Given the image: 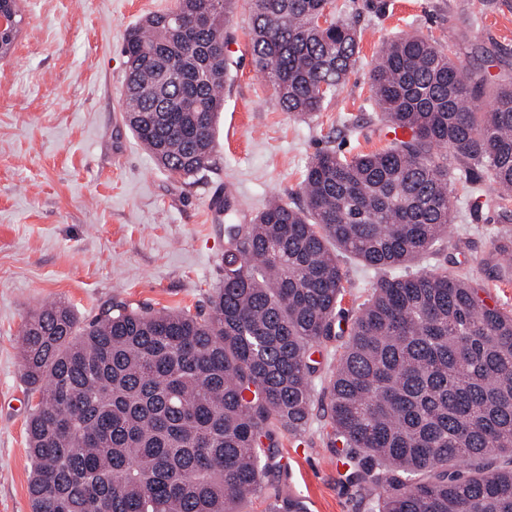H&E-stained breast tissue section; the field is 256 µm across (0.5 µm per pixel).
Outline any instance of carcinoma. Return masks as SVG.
<instances>
[{
    "instance_id": "carcinoma-1",
    "label": "carcinoma",
    "mask_w": 512,
    "mask_h": 512,
    "mask_svg": "<svg viewBox=\"0 0 512 512\" xmlns=\"http://www.w3.org/2000/svg\"><path fill=\"white\" fill-rule=\"evenodd\" d=\"M249 2L276 106L316 115L356 66L355 25L333 0ZM232 4L176 0L125 37L127 126L167 171L212 166ZM370 80L381 120L410 137L351 158L320 150L304 206L274 197L230 226L207 315L120 303L85 321L59 302L25 324L32 512H239L265 486L267 512H306L280 495L279 446L304 441L313 349L345 318L341 256L382 272L324 388L331 446L366 512H512V314L472 273L411 269L448 236L451 184L512 197V81L414 34L385 42ZM479 272L512 281V236Z\"/></svg>"
}]
</instances>
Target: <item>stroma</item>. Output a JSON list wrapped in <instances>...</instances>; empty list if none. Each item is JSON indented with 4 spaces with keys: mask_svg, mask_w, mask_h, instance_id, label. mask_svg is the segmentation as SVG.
<instances>
[{
    "mask_svg": "<svg viewBox=\"0 0 512 512\" xmlns=\"http://www.w3.org/2000/svg\"><path fill=\"white\" fill-rule=\"evenodd\" d=\"M336 0L354 23L359 59L336 98L312 118L281 112L250 53L249 0L224 27L229 77L213 165L187 178L158 167L122 118L126 31L174 0H20L15 50L0 59V512H32L27 420L32 405L22 330L40 308L66 303L89 320L113 303L207 312L224 279L227 227L249 223L268 199L294 205L322 149L345 156L388 147L369 71L392 37L419 34L467 68L512 78V0ZM457 220L437 260L476 268L502 223L489 190L452 191ZM354 315L378 271L343 260ZM314 407L306 441L283 442V493L308 512H364Z\"/></svg>",
    "mask_w": 512,
    "mask_h": 512,
    "instance_id": "obj_1",
    "label": "stroma"
}]
</instances>
